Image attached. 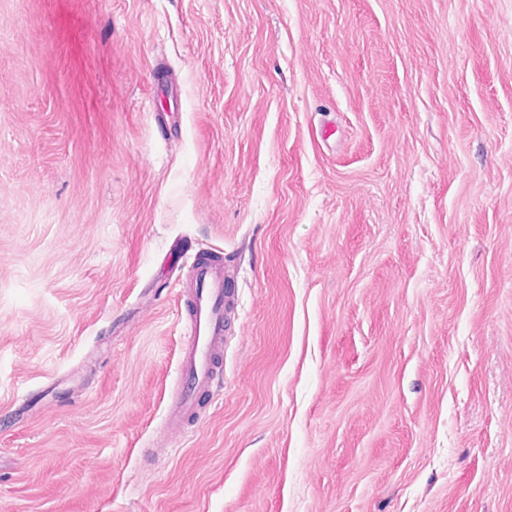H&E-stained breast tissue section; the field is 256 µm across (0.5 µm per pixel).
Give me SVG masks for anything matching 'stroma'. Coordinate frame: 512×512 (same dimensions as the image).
I'll return each instance as SVG.
<instances>
[{
	"mask_svg": "<svg viewBox=\"0 0 512 512\" xmlns=\"http://www.w3.org/2000/svg\"><path fill=\"white\" fill-rule=\"evenodd\" d=\"M0 512H512V0H0ZM182 295L188 300L186 340L178 371L181 387L166 415L168 431L180 433L186 416L195 412L198 394L207 388L222 368L226 288L224 270L213 261L190 258Z\"/></svg>",
	"mask_w": 512,
	"mask_h": 512,
	"instance_id": "obj_1",
	"label": "stroma"
}]
</instances>
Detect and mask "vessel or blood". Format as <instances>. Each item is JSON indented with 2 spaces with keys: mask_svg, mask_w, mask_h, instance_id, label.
Returning a JSON list of instances; mask_svg holds the SVG:
<instances>
[{
  "mask_svg": "<svg viewBox=\"0 0 512 512\" xmlns=\"http://www.w3.org/2000/svg\"><path fill=\"white\" fill-rule=\"evenodd\" d=\"M183 294L188 300L186 340L178 371L182 384L166 415L169 432H181L186 416L194 413L198 394L207 388L222 368L226 288L224 271L213 261L192 258Z\"/></svg>",
  "mask_w": 512,
  "mask_h": 512,
  "instance_id": "1",
  "label": "vessel or blood"
}]
</instances>
